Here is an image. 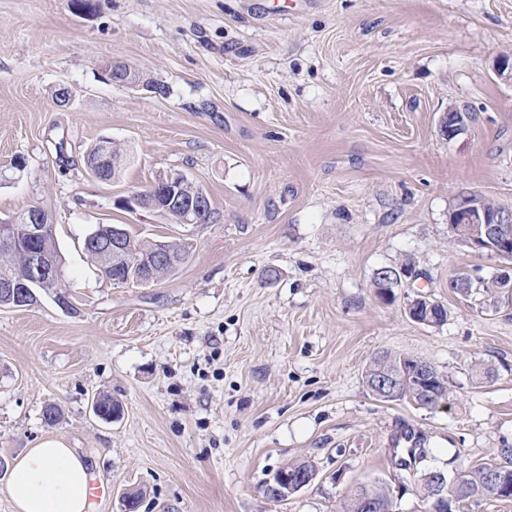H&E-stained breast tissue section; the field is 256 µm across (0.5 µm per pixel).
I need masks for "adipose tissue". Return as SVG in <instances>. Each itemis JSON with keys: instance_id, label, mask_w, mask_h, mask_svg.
Listing matches in <instances>:
<instances>
[{"instance_id": "adipose-tissue-1", "label": "adipose tissue", "mask_w": 512, "mask_h": 512, "mask_svg": "<svg viewBox=\"0 0 512 512\" xmlns=\"http://www.w3.org/2000/svg\"><path fill=\"white\" fill-rule=\"evenodd\" d=\"M91 479L78 451L49 437L15 459L7 490L15 512H89Z\"/></svg>"}]
</instances>
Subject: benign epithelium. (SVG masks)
Wrapping results in <instances>:
<instances>
[{"mask_svg": "<svg viewBox=\"0 0 512 512\" xmlns=\"http://www.w3.org/2000/svg\"><path fill=\"white\" fill-rule=\"evenodd\" d=\"M463 124V115L450 110L445 114L441 124V131L448 137L455 136ZM188 178L181 174H169L157 178L146 192H136L128 198L121 200L122 206L128 209L139 208L149 212L163 213L169 209L168 201L172 199L177 187ZM209 201L204 193H199L186 209L184 223H197L199 213L203 212ZM20 223L25 225V233L32 239L41 242L40 250L30 255L32 278L30 283H17L10 279L0 280V296L8 299L15 308L31 307L38 304V296L34 285L47 280L62 281L65 271L62 263L55 258V246L49 236L47 220L43 213L31 208L25 211ZM455 223L459 229L458 236L474 250L492 251L496 256L512 259V211L505 208H496L491 212L476 208L473 202L456 209ZM98 247L112 257L113 264L123 262L129 245L126 241L125 231L120 226L113 227L112 235L98 241ZM163 259L157 255L146 261L149 270L142 272L127 283L136 286H146L155 282L153 264ZM373 394L386 401L400 400L405 395L402 383L391 375L376 381ZM316 478L312 473L300 472L285 474L278 472L275 479L269 481L266 493L276 500H286L288 497L310 485ZM490 489L498 498L512 497V470L498 468L490 477ZM428 502L432 510H438L449 505L448 476L442 472L430 475V484L427 487Z\"/></svg>", "mask_w": 512, "mask_h": 512, "instance_id": "benign-epithelium-1", "label": "benign epithelium"}]
</instances>
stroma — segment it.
<instances>
[{
  "instance_id": "35a3bbf8",
  "label": "stroma",
  "mask_w": 512,
  "mask_h": 512,
  "mask_svg": "<svg viewBox=\"0 0 512 512\" xmlns=\"http://www.w3.org/2000/svg\"><path fill=\"white\" fill-rule=\"evenodd\" d=\"M91 2L0 0V220L48 214L75 305L0 307V458L62 438L112 488L91 512L130 490L138 512H340L365 484L428 512L396 465L408 442L448 473L512 447V299L449 286L505 264L449 217L468 196L512 209V82L493 69L512 0ZM109 60L143 84L111 82ZM451 107L471 118L447 138ZM103 137L132 156L109 182L85 164ZM168 173L213 223L119 206ZM99 224L190 258L149 286L105 279L83 250ZM406 264L384 302L376 273ZM419 294L447 321L410 319ZM382 351L434 366L447 405L374 397ZM99 394L120 418L94 415ZM298 461L317 479L270 501Z\"/></svg>"
}]
</instances>
